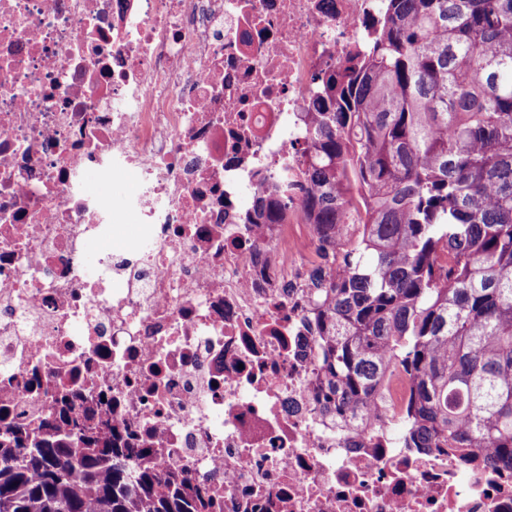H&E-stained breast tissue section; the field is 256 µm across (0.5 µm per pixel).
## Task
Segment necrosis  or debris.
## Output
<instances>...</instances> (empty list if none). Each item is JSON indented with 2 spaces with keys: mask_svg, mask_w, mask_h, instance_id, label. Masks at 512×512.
<instances>
[{
  "mask_svg": "<svg viewBox=\"0 0 512 512\" xmlns=\"http://www.w3.org/2000/svg\"><path fill=\"white\" fill-rule=\"evenodd\" d=\"M381 0H0V410L112 417L224 512H512V470L401 445L317 395L300 179L323 78ZM135 173L122 213L113 179ZM136 239L123 244L126 222ZM283 183L281 200L273 202L258 200L257 211L264 224H281L288 219V173L284 175Z\"/></svg>",
  "mask_w": 512,
  "mask_h": 512,
  "instance_id": "4bbe7bcc",
  "label": "necrosis or debris"
}]
</instances>
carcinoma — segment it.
<instances>
[{
  "label": "carcinoma",
  "mask_w": 512,
  "mask_h": 512,
  "mask_svg": "<svg viewBox=\"0 0 512 512\" xmlns=\"http://www.w3.org/2000/svg\"><path fill=\"white\" fill-rule=\"evenodd\" d=\"M373 30L304 150L322 397L356 421L403 376L404 447L512 468V0H382ZM283 183L258 200L266 224L288 219ZM361 205L365 233L329 260ZM151 456L110 408L0 418V512H217Z\"/></svg>",
  "instance_id": "1"
}]
</instances>
